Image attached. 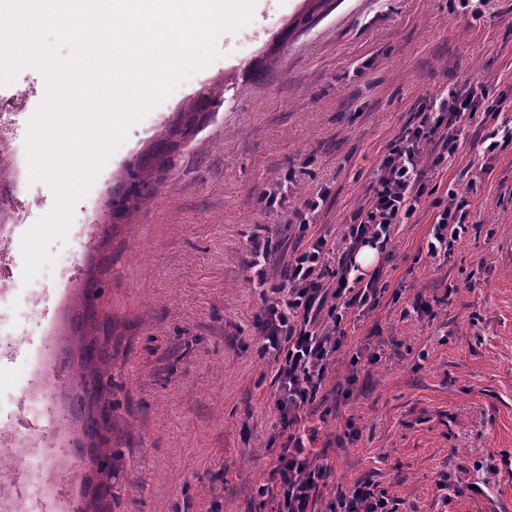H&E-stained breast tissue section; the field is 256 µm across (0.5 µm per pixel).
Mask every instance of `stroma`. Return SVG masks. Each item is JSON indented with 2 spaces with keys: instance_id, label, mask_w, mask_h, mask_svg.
<instances>
[{
  "instance_id": "stroma-1",
  "label": "stroma",
  "mask_w": 512,
  "mask_h": 512,
  "mask_svg": "<svg viewBox=\"0 0 512 512\" xmlns=\"http://www.w3.org/2000/svg\"><path fill=\"white\" fill-rule=\"evenodd\" d=\"M217 47L220 58L130 129L66 240L51 245L53 263L16 282L48 291L35 336L60 393L72 375L54 339L73 294L100 281L122 453L112 512H278L257 495L281 443L276 363L257 312L277 300L294 251L326 239L336 268L382 154L431 96L466 82L512 94V0H489L478 25L445 0H257L244 31ZM494 126L475 114L455 154L429 170L428 194L376 262L375 301L351 309L302 413L309 448L330 469L315 512L364 480L397 512H512V141L483 155ZM159 144L169 163L127 223L105 203ZM451 190L470 196L465 230L431 259L436 203ZM32 195L44 206L15 219L17 247L54 206L24 163L16 206ZM317 196L300 228L297 211ZM85 222L95 227L86 236ZM257 249L266 257L255 267ZM54 461L66 485L37 468L28 492L41 512H68L85 465Z\"/></svg>"
}]
</instances>
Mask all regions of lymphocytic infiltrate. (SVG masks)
Returning a JSON list of instances; mask_svg holds the SVG:
<instances>
[{"label": "lymphocytic infiltrate", "instance_id": "lymphocytic-infiltrate-1", "mask_svg": "<svg viewBox=\"0 0 512 512\" xmlns=\"http://www.w3.org/2000/svg\"><path fill=\"white\" fill-rule=\"evenodd\" d=\"M505 98L488 89L453 87L429 99L416 124L407 126L383 153L369 197L352 216L348 245L335 271H328L324 240H317L288 262V297L268 305L258 317L263 349L278 363L280 447L271 451V469L262 497L278 500L283 512H309L329 469L319 464L299 429L300 412L314 402L328 366L341 346L342 322L351 307L369 304L377 293V276L363 277L356 262L366 245L385 250L396 225L407 223L426 189L425 164H440L458 148L459 135L475 113L499 119ZM467 197L450 193L435 215L427 255L447 253L448 241L463 229ZM390 498L362 483L330 503L329 512H390Z\"/></svg>", "mask_w": 512, "mask_h": 512}]
</instances>
